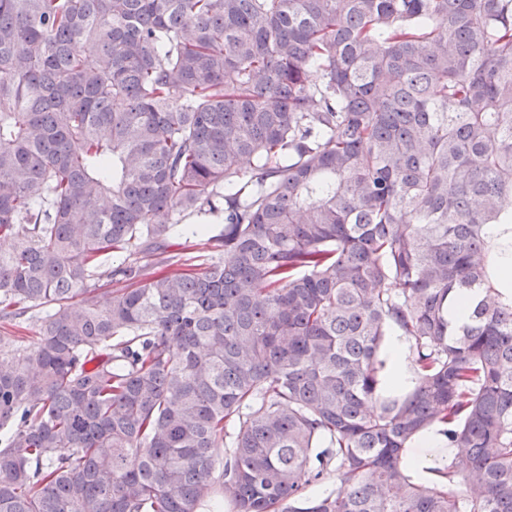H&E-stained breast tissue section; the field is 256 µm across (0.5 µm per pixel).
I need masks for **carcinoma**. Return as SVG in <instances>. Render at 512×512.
<instances>
[{
  "label": "carcinoma",
  "mask_w": 512,
  "mask_h": 512,
  "mask_svg": "<svg viewBox=\"0 0 512 512\" xmlns=\"http://www.w3.org/2000/svg\"><path fill=\"white\" fill-rule=\"evenodd\" d=\"M216 197L224 258L104 267ZM490 224L512 0H0V512H512ZM388 353L391 359L390 386L399 388L412 384L413 374L407 360L405 336H401L399 332L393 333L388 340ZM412 449L411 455L414 461L417 463L415 467V473L421 476H431L430 471H425V461L435 452H439L443 456L448 457L450 461L454 455H448V453H457L459 448H441L439 446L438 439L435 435L429 434L423 438H420Z\"/></svg>",
  "instance_id": "obj_1"
}]
</instances>
